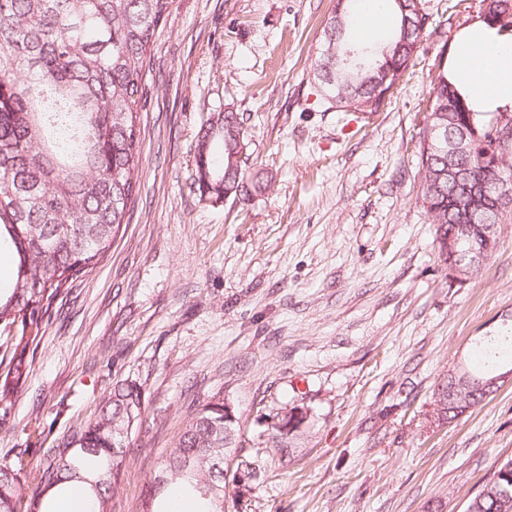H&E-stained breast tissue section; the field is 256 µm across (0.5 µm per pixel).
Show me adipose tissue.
I'll return each mask as SVG.
<instances>
[{
    "label": "adipose tissue",
    "mask_w": 512,
    "mask_h": 512,
    "mask_svg": "<svg viewBox=\"0 0 512 512\" xmlns=\"http://www.w3.org/2000/svg\"><path fill=\"white\" fill-rule=\"evenodd\" d=\"M449 78L477 111L512 107V41L497 28L475 22L458 35Z\"/></svg>",
    "instance_id": "obj_1"
}]
</instances>
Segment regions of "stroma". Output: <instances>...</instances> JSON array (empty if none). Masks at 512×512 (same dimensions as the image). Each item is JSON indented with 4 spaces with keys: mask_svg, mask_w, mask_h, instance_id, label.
Instances as JSON below:
<instances>
[{
    "mask_svg": "<svg viewBox=\"0 0 512 512\" xmlns=\"http://www.w3.org/2000/svg\"><path fill=\"white\" fill-rule=\"evenodd\" d=\"M432 30L379 112H341L311 71L334 0H174L140 110L141 186L108 259L53 308L30 377L0 419V458L33 461L92 420L123 380L144 412L110 512H134L195 405L222 393L237 460L224 512H464L512 458V386L432 418L439 383L512 314V208L473 279L438 257L416 201L431 80L483 0H425ZM233 105L270 191L215 202L194 184L197 132ZM309 419L285 463L273 415ZM52 426L28 443L35 414Z\"/></svg>",
    "mask_w": 512,
    "mask_h": 512,
    "instance_id": "1",
    "label": "stroma"
}]
</instances>
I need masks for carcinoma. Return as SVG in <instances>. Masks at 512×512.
I'll use <instances>...</instances> for the list:
<instances>
[{
	"instance_id": "obj_1",
	"label": "carcinoma",
	"mask_w": 512,
	"mask_h": 512,
	"mask_svg": "<svg viewBox=\"0 0 512 512\" xmlns=\"http://www.w3.org/2000/svg\"><path fill=\"white\" fill-rule=\"evenodd\" d=\"M351 0H336L324 21L314 78L324 99L340 111L377 112L402 81L431 26L422 0H391L396 27L384 43L360 44L350 31ZM512 0H490L483 21L512 36V17L501 22ZM173 0H0V247L17 258L14 282L0 292V330L16 328L10 357L0 368V411L8 412L30 374L35 345L44 335L56 300L78 278L107 258L140 189V115L150 47ZM364 54L368 70L344 63L345 53ZM67 106L70 134L49 122L48 103ZM428 116L448 126L477 132L475 151L455 158L476 180L498 172L512 192V146L497 143L495 113L474 112L448 83L442 68L433 81ZM419 136L417 202L437 225L442 244L458 224L500 223L503 213H475L461 190L448 182V153ZM195 182L201 195L219 200L246 197L265 187L249 173V141L240 113L228 106L208 118L198 133ZM223 165L212 164L214 156ZM512 367V328L476 343L468 371L474 378ZM140 386L126 381L102 401L97 416L70 439L84 452L77 458L51 448L35 464L25 449L0 463V512H16L21 488L64 494L78 484L91 497V512H108L112 491L133 448L119 455L118 429L140 422ZM46 421L27 420V439L41 441ZM224 395L213 394L192 410L176 445L167 450L157 475L165 478L135 512H167L170 489L197 502L196 512H224ZM496 481L465 512H499L512 497V459L493 473Z\"/></svg>"
}]
</instances>
